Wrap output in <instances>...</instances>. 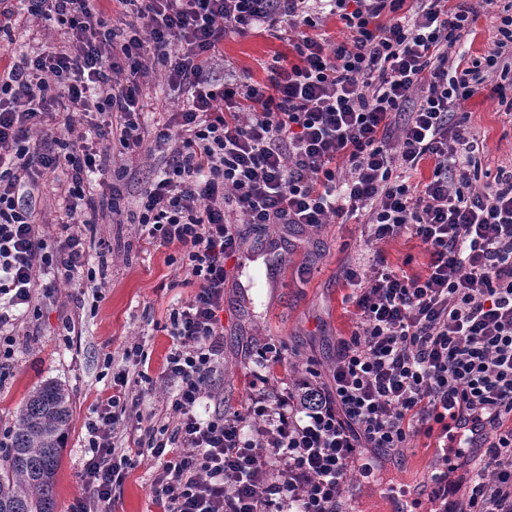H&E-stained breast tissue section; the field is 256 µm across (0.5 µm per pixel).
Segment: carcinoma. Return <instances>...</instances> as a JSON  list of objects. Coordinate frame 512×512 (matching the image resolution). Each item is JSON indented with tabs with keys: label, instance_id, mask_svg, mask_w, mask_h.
<instances>
[{
	"label": "carcinoma",
	"instance_id": "carcinoma-1",
	"mask_svg": "<svg viewBox=\"0 0 512 512\" xmlns=\"http://www.w3.org/2000/svg\"><path fill=\"white\" fill-rule=\"evenodd\" d=\"M72 417L66 385L47 380L30 392L0 446V512H56V475Z\"/></svg>",
	"mask_w": 512,
	"mask_h": 512
}]
</instances>
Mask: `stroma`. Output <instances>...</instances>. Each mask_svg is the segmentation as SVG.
Wrapping results in <instances>:
<instances>
[{
    "mask_svg": "<svg viewBox=\"0 0 512 512\" xmlns=\"http://www.w3.org/2000/svg\"><path fill=\"white\" fill-rule=\"evenodd\" d=\"M49 33L48 23L33 17L14 29L11 40H0V71L14 53L39 50ZM286 49L267 31L227 35L226 65L216 68L213 78L223 84L224 70L230 67L237 75L266 82L268 65ZM467 110L482 146V173L492 176L499 167L512 165V115L497 96H475ZM84 236L87 242L102 240L108 246L104 257L90 260L101 284L99 292L76 282L54 288L42 298L37 315L20 317L13 331L15 354L0 370V443L35 386L55 379L72 393V428L56 475V512H68L84 493V424L92 417L101 392L111 388L113 367L123 366L125 347L141 345V369L153 386L128 383L119 436L141 434L164 416L168 394L175 388L163 374L172 346L166 330L169 313L197 291L187 270L169 261V249L145 244L130 217L118 224L100 220ZM369 255L355 218L324 225L316 232L283 225L265 234L249 232L240 252L226 261L228 278L220 314L224 360L208 389V410H245L253 394L251 382L260 371L276 383L288 382L309 369L328 379L336 339L352 331L343 304L347 293L343 272ZM264 346L280 351L283 363L261 368L255 352ZM433 446V439L417 437L404 448L400 463L367 460L353 480L376 485L393 478L425 481ZM152 472L149 460L132 457L124 482L112 492L111 512H159L149 495Z\"/></svg>",
    "mask_w": 512,
    "mask_h": 512,
    "instance_id": "35a3bbf8",
    "label": "stroma"
}]
</instances>
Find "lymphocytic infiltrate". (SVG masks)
I'll list each match as a JSON object with an SVG mask.
<instances>
[{"mask_svg": "<svg viewBox=\"0 0 512 512\" xmlns=\"http://www.w3.org/2000/svg\"><path fill=\"white\" fill-rule=\"evenodd\" d=\"M26 2L57 38L0 73V362L14 354L5 328L16 311L37 310L57 280H96L82 229L99 210L120 214L122 192L87 197L92 175L111 163L94 140L117 142L121 179L143 148L176 142L144 183L137 218L147 243L177 249L198 284L169 316L171 423L117 453L128 376L116 373L85 423V496L70 512L110 506L134 455L159 464L150 493L161 512H342L363 450L389 455L433 434L447 460L461 406L485 419L484 450L467 483L435 474L434 497L453 491L462 512H512V169L476 187L465 110L484 89L506 94L512 0H108L107 12L99 0ZM316 10L339 16L346 39L315 33ZM481 12L492 46L456 63L452 51ZM113 13L128 16L125 27L112 25ZM280 26L296 32L295 61L274 65L264 84H213L226 34ZM152 65L187 95L156 129L145 122ZM491 74L499 84L488 85ZM427 159L430 182L413 185ZM60 169L67 205L52 245L31 195ZM358 213L368 242L420 239L425 275L381 256L346 269L355 329L337 337L328 382L304 377L278 392L264 376L244 412L199 417L223 353L225 260L245 230H316Z\"/></svg>", "mask_w": 512, "mask_h": 512, "instance_id": "obj_1", "label": "lymphocytic infiltrate"}]
</instances>
